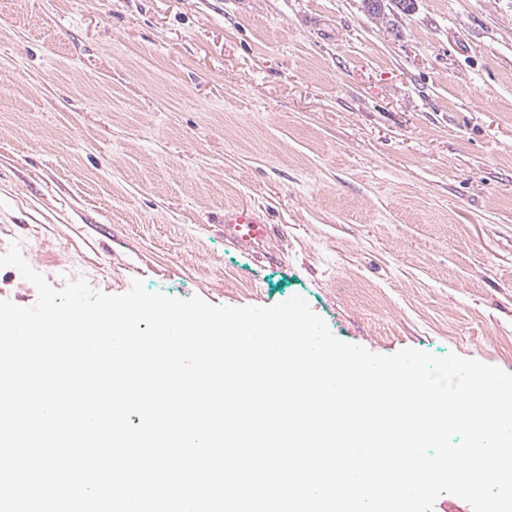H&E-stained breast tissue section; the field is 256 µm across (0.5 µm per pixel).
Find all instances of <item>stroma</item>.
I'll use <instances>...</instances> for the list:
<instances>
[{
  "label": "stroma",
  "instance_id": "1",
  "mask_svg": "<svg viewBox=\"0 0 512 512\" xmlns=\"http://www.w3.org/2000/svg\"><path fill=\"white\" fill-rule=\"evenodd\" d=\"M278 234L224 240V207ZM57 289L303 298L512 373V0H0V254Z\"/></svg>",
  "mask_w": 512,
  "mask_h": 512
}]
</instances>
